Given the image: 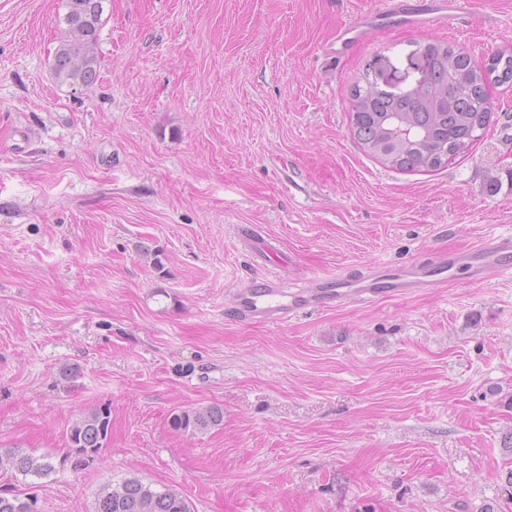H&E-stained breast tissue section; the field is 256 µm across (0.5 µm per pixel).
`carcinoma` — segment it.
I'll list each match as a JSON object with an SVG mask.
<instances>
[{
  "label": "carcinoma",
  "instance_id": "cac0c4a2",
  "mask_svg": "<svg viewBox=\"0 0 512 512\" xmlns=\"http://www.w3.org/2000/svg\"><path fill=\"white\" fill-rule=\"evenodd\" d=\"M106 0H65L66 30L54 55L57 78L90 86L96 82V53ZM427 79L406 98L376 89L369 73L351 89L354 135L364 152L385 167L404 172L436 171L465 152L489 125L494 112L487 89L492 79L512 82V52L499 51L477 67L470 55L449 42H427ZM217 406L182 410L170 416L177 431L205 433L221 425ZM108 409L91 410L67 432L74 467H81L103 447L111 431ZM24 477L43 478L56 470L52 457L34 456L21 448L0 451V459ZM0 512H35L34 504L16 496H0ZM94 512H193L189 500L170 487L155 489L139 477H125L100 488Z\"/></svg>",
  "mask_w": 512,
  "mask_h": 512
}]
</instances>
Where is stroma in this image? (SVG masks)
<instances>
[{
	"mask_svg": "<svg viewBox=\"0 0 512 512\" xmlns=\"http://www.w3.org/2000/svg\"><path fill=\"white\" fill-rule=\"evenodd\" d=\"M371 0H107L95 84L53 72L63 0H0V470L37 512H93L136 474L194 512H512V275L339 301L288 321L227 309L282 252L289 291L512 232V86L432 172L352 134L353 82L406 86L422 31L339 59ZM441 40L475 65L512 50V0H471ZM218 405L222 425L174 431ZM109 408L73 468L67 431ZM224 412L217 406L197 407L172 413L170 425L177 431L197 434L205 433L211 428L221 425ZM2 458L10 460L11 468L25 477L43 478L56 470L50 455L36 457L21 448L0 451V460Z\"/></svg>",
	"mask_w": 512,
	"mask_h": 512,
	"instance_id": "obj_1",
	"label": "stroma"
}]
</instances>
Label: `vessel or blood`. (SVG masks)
<instances>
[{
    "instance_id": "b4317fda",
    "label": "vessel or blood",
    "mask_w": 512,
    "mask_h": 512,
    "mask_svg": "<svg viewBox=\"0 0 512 512\" xmlns=\"http://www.w3.org/2000/svg\"><path fill=\"white\" fill-rule=\"evenodd\" d=\"M469 0H378L371 8L343 24L336 32L331 51L345 56L373 36L396 29L439 32L464 14ZM487 280L512 272V233L492 236L465 252H439L429 263L400 268L385 264L366 267L358 276L317 279L316 291L284 290L280 281L264 275L233 294L238 319L269 322L285 320L310 307L336 300L369 301L390 295L405 296L426 288H441L452 271Z\"/></svg>"
}]
</instances>
